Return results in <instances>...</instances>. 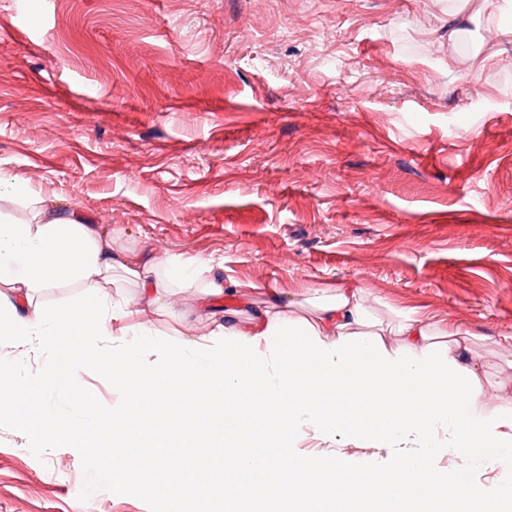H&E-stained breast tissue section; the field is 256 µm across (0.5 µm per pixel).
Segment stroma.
Returning <instances> with one entry per match:
<instances>
[{"mask_svg":"<svg viewBox=\"0 0 512 512\" xmlns=\"http://www.w3.org/2000/svg\"><path fill=\"white\" fill-rule=\"evenodd\" d=\"M466 0H0V174L293 316L352 283L512 378V35ZM194 290L177 320L205 331ZM0 512H169L0 421Z\"/></svg>","mask_w":512,"mask_h":512,"instance_id":"obj_1","label":"stroma"}]
</instances>
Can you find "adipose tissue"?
I'll list each match as a JSON object with an SVG mask.
<instances>
[{"mask_svg":"<svg viewBox=\"0 0 512 512\" xmlns=\"http://www.w3.org/2000/svg\"><path fill=\"white\" fill-rule=\"evenodd\" d=\"M26 200L24 221L0 217V345L44 354L35 374L17 378V390L39 403L40 422L31 433H46L56 447L91 455L99 436L111 432L113 461L101 467L113 487L123 483V458L147 455L164 462L169 448L180 449L178 479L162 485L171 512H214L215 494L194 466L208 455L229 478L221 500L224 512H238L242 499L267 512L274 496L266 472L290 470L301 479L332 466L356 472L431 469L449 449L470 461L487 462L499 475L491 486L445 480L443 499L425 487L388 485L370 512H454L467 502L470 512L512 508V403L506 383L484 376L483 363L468 354L462 329L455 342L439 347V330L427 320L404 316L392 331L397 348H387L362 288L344 284L318 298L313 315H258L250 322L220 325L193 338H162L147 315L171 312L176 287L196 289L199 310L223 297L224 286L203 279L205 262H179L142 252L124 257L110 236L83 214H62L28 195L14 179L0 177V198ZM138 285L135 300H114L107 289L113 271ZM83 290L74 306L45 313L37 293L61 284ZM83 346L88 364L98 366L122 395L111 420L82 392V371L69 349ZM152 379L159 389L178 387L195 403L192 415L170 418L141 401L130 383ZM249 388H241V380ZM204 401L195 402L199 386ZM71 394L72 410L59 420L48 393ZM255 421H247L246 413ZM302 430L322 442L362 443L386 449L381 458L333 451L304 454L293 437ZM82 433V442L72 440Z\"/></svg>","mask_w":512,"mask_h":512,"instance_id":"1","label":"adipose tissue"}]
</instances>
